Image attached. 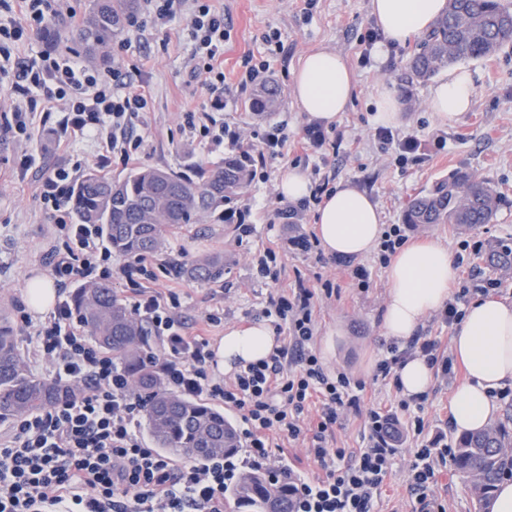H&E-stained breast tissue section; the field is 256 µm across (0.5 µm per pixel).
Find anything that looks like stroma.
<instances>
[{"mask_svg":"<svg viewBox=\"0 0 512 512\" xmlns=\"http://www.w3.org/2000/svg\"><path fill=\"white\" fill-rule=\"evenodd\" d=\"M223 10L230 29L224 44V116L246 132H262L266 125L287 121L292 140H300L308 123L292 95L293 73L301 57L317 48L340 52L355 77L353 100L336 128L343 135L339 148H326L309 155L304 149L268 160L267 181L249 183L243 199L251 210L244 224H227L208 217L198 224H183L167 230L161 250L145 260L156 278L153 288L175 291L189 324L204 329L211 343H218L232 327L263 319L271 296L287 292L296 279L317 295L313 347L329 373L343 372L364 385V404L385 413H399L403 397L392 380L376 376V366L391 340L383 333L382 319L389 290L387 269L374 254L357 260L327 256L322 248L305 253L289 243L290 237L315 230L314 213L306 211L301 223L283 224L268 199L277 195V183L289 167L310 172L319 166L330 185L351 180L378 203L383 221L398 224L411 196L429 189L448 173L464 168L485 179L495 190L499 206L491 223L462 230L454 224L409 225V240H430L459 256L462 242H482L485 251L500 242L512 241V47L502 48L486 59L467 62L476 88L471 112L453 124H440L429 112L427 102L433 80L407 83L401 75L407 58L418 41L410 39L386 54H374L371 66L359 57L363 38L379 26L370 12V0H318L312 13H303L301 0H213ZM186 11H179L168 32L147 29L123 31L113 37L103 52L92 59L101 72L120 68L140 71L147 84L152 106L133 122L144 137L141 165L194 176L197 166L212 167L231 156L228 145L210 148L200 144L184 124L186 110L203 109L210 103L199 80L190 78L186 62L193 44L185 30ZM278 32L280 46L266 44L265 34ZM266 57L270 78L283 94L274 112H254L247 98L238 96L236 75L245 54ZM396 91L402 120L395 131L414 136L424 159L419 164L397 167L384 156L372 137L370 120L379 87ZM42 156L43 167H78L80 172L100 168L101 150L92 140L77 144L69 152L55 150L46 127H39L32 143ZM17 146L0 132V319L15 336L26 331L16 319L14 301L25 298L28 280L46 273L45 251L52 244L50 219L34 192L32 179H19L13 167ZM275 261L270 276L258 272L266 250ZM224 257L220 280L200 283L186 277L188 263L202 255ZM223 311L220 325L205 326L203 318ZM454 385L434 377L421 417V437L404 436L392 473L386 478L372 512H418L420 505L405 482L410 462L421 442L442 438L458 442L448 426ZM312 431L298 438H278L275 462L307 478L322 471L309 453ZM446 512H474L470 484L453 465L440 469L434 488Z\"/></svg>","mask_w":512,"mask_h":512,"instance_id":"1","label":"stroma"}]
</instances>
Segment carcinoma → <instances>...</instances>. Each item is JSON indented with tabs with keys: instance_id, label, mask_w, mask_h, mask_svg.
Listing matches in <instances>:
<instances>
[{
	"instance_id": "cac0c4a2",
	"label": "carcinoma",
	"mask_w": 512,
	"mask_h": 512,
	"mask_svg": "<svg viewBox=\"0 0 512 512\" xmlns=\"http://www.w3.org/2000/svg\"><path fill=\"white\" fill-rule=\"evenodd\" d=\"M137 9V0H92L78 40L90 54L105 48ZM512 44V11L500 0H447L446 10L421 39L405 64L408 83L428 80L460 61L488 58ZM281 93L274 84L263 85L251 99L255 112H274ZM249 165L245 155L224 159L193 180L183 175L143 166L126 177L112 180L89 172L74 186L72 206L81 224H100L112 251L122 257H147L163 241V230L178 224H196L206 214L224 211V205L243 200ZM497 209V195L489 184L466 170L436 181L412 199L403 223L457 224L472 228L488 224ZM499 270H512V247L500 245L489 254ZM188 278L214 281L224 276V257L206 255L186 269ZM78 316L89 335L112 351L124 365L138 393L148 404L144 426L155 447L187 459L238 456L240 439L224 412L199 400L169 391L157 373L143 361L149 338L144 323L120 302L106 283L84 285L74 299ZM62 389L27 370L16 337L0 325V422L17 419L49 406ZM512 432L491 426L458 438L455 470L471 485L476 505L486 506L505 474H512ZM224 499L249 508V512H289L291 488L270 479L261 469L247 468L224 492Z\"/></svg>"
}]
</instances>
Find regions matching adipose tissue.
Returning <instances> with one entry per match:
<instances>
[{
	"label": "adipose tissue",
	"instance_id": "ef3b65f1",
	"mask_svg": "<svg viewBox=\"0 0 512 512\" xmlns=\"http://www.w3.org/2000/svg\"><path fill=\"white\" fill-rule=\"evenodd\" d=\"M446 5L447 0H370V11L386 43L401 44L427 32ZM353 90V74L342 55L334 51L304 55L293 74L298 107L310 121L326 127L347 110ZM475 103L471 72L455 68L433 89L429 110L440 123L450 124ZM315 224L325 253L346 258L367 253L382 231L377 204L349 180L325 195ZM453 276L452 258L442 246L425 241L402 247L389 263L385 336L397 341L410 339L427 314L445 306ZM276 345L275 332L266 322L229 329L215 349L217 367L233 372L266 358ZM451 348L455 361L467 373L453 397L451 424L460 434L483 430L498 417V391L512 386V301L474 300L456 327Z\"/></svg>",
	"mask_w": 512,
	"mask_h": 512
}]
</instances>
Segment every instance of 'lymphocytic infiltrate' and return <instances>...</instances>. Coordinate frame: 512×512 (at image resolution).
Here are the masks:
<instances>
[{"mask_svg":"<svg viewBox=\"0 0 512 512\" xmlns=\"http://www.w3.org/2000/svg\"><path fill=\"white\" fill-rule=\"evenodd\" d=\"M186 28L194 42L189 74L202 80L210 108L189 111L185 123L201 142H230L251 158L250 174L266 179L269 158L288 153L286 123L265 128L258 138L221 119L224 70L219 63L230 33L222 12L211 0H191ZM62 0H0V88L10 100L0 110V130L18 145L19 177L40 170L36 195L54 229L55 243L45 265L58 291V302L45 322L33 324L24 301L15 312L29 334L25 338L35 361L47 364L65 391L50 406L16 419L0 436V512H224V491L242 468H263L274 460V436L298 437L310 401L321 404L309 453L323 477L306 479L278 467L293 488L291 512H371L374 498L391 474L400 438L398 418L364 408L363 384L347 374H329L312 347L315 294L303 282L289 293L270 298L266 316L276 317L284 339L266 359L246 365L231 379L210 370L214 353L208 337L186 331L177 293L151 288L155 274L141 258L112 267V252L98 224H78L68 206L74 172L60 167L41 171V156L30 150L41 98L61 102L54 128L56 148L67 152L90 138L102 150L101 164L138 160L142 136L132 121L147 111L144 84L121 80L119 70L104 74L47 48L37 58L16 57L19 44L31 40L49 21L63 17ZM120 272L130 287V309L146 322L159 343L147 349L145 362L174 393L204 396L244 413L246 454L236 461L214 457L178 462L148 447L139 426L147 405L134 393L129 373L111 353L93 343L69 300L77 284L106 283ZM426 359L447 379H455L451 357L426 335L410 338L406 348L391 346L377 366L388 378L405 352ZM364 419L362 444L354 451L324 446V434L347 413ZM453 455L449 444L431 440L418 448L407 485L420 512H436L433 489L439 468Z\"/></svg>","mask_w":512,"mask_h":512,"instance_id":"lymphocytic-infiltrate-1","label":"lymphocytic infiltrate"}]
</instances>
